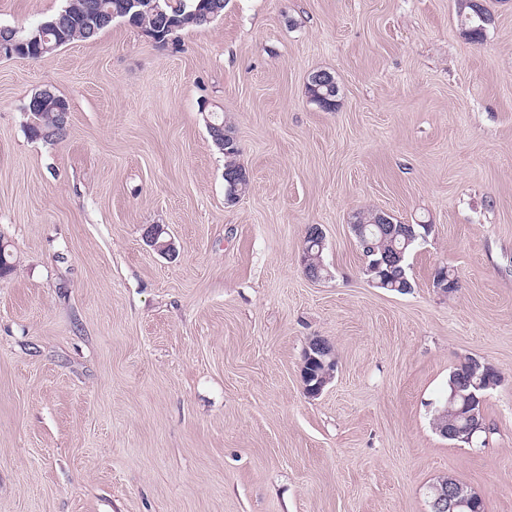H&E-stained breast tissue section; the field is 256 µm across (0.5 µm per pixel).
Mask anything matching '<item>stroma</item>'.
I'll use <instances>...</instances> for the list:
<instances>
[{
  "label": "stroma",
  "mask_w": 512,
  "mask_h": 512,
  "mask_svg": "<svg viewBox=\"0 0 512 512\" xmlns=\"http://www.w3.org/2000/svg\"><path fill=\"white\" fill-rule=\"evenodd\" d=\"M482 2L477 41L456 0H224L174 48L117 19L0 56V512H430L448 475L512 512V0ZM64 4L0 0V26ZM44 89L69 105L54 143L29 131ZM210 112L250 178L232 202ZM366 210L431 224L410 292L368 281ZM315 336L336 369L310 398ZM470 357L503 381L468 444L433 418ZM330 75L324 74H314L312 75V80L321 87L316 88L315 90L312 88V83L309 82L308 92L309 95L315 103L319 104L321 108L325 110H331L336 106V97L338 95L339 89L336 92V81L335 85L331 88L322 87L323 84L330 82Z\"/></svg>",
  "instance_id": "1"
}]
</instances>
